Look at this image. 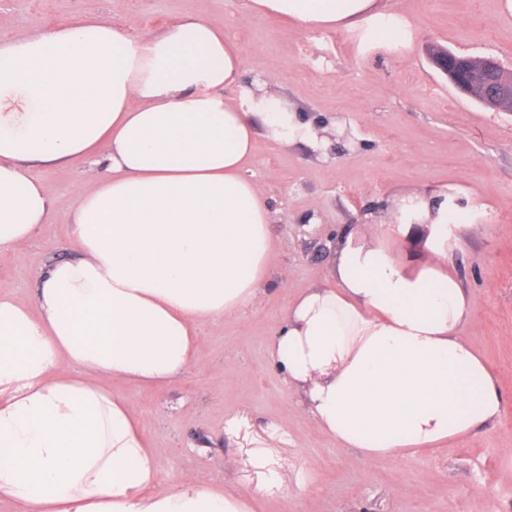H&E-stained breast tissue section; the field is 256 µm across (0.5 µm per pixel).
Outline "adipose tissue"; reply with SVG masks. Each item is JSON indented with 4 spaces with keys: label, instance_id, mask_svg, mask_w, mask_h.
<instances>
[{
    "label": "adipose tissue",
    "instance_id": "ef3b65f1",
    "mask_svg": "<svg viewBox=\"0 0 512 512\" xmlns=\"http://www.w3.org/2000/svg\"><path fill=\"white\" fill-rule=\"evenodd\" d=\"M251 8L303 25L367 20L375 42L392 36L376 0ZM243 66L197 16L142 36L97 18L0 42V252L24 249L49 215L27 164L104 167L76 190V250L42 271L37 312L0 291V499L16 512H254L189 476L155 491L159 449L100 384L173 379L199 326L261 291L273 228L244 164L258 126L288 146L316 136L239 87ZM454 247L447 190L409 195L388 222L338 238L330 284L289 306L270 358L339 446L385 458L499 417L497 380L456 334L475 307L449 269Z\"/></svg>",
    "mask_w": 512,
    "mask_h": 512
}]
</instances>
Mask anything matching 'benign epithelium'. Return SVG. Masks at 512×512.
Returning a JSON list of instances; mask_svg holds the SVG:
<instances>
[{
    "mask_svg": "<svg viewBox=\"0 0 512 512\" xmlns=\"http://www.w3.org/2000/svg\"><path fill=\"white\" fill-rule=\"evenodd\" d=\"M433 63L441 69L457 88H466L467 94L493 112L512 114V74L491 57L480 58L470 66L458 65L456 54L434 49Z\"/></svg>",
    "mask_w": 512,
    "mask_h": 512,
    "instance_id": "7a95c632",
    "label": "benign epithelium"
}]
</instances>
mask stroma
I'll use <instances>...</instances> for the list:
<instances>
[{
    "label": "stroma",
    "mask_w": 512,
    "mask_h": 512,
    "mask_svg": "<svg viewBox=\"0 0 512 512\" xmlns=\"http://www.w3.org/2000/svg\"><path fill=\"white\" fill-rule=\"evenodd\" d=\"M399 38L377 46L362 24L303 26L250 10L249 0H0V40L71 19L111 16L136 35L186 15L222 26L262 83L323 141L285 146L258 130L244 168L272 213L263 290L237 316L204 325L189 367L167 384L104 380L161 449L158 490L180 476L257 500V512H512V115L458 92L429 46L492 57L512 71V14L499 0H378ZM51 210L27 247L0 253V286L33 301L41 270L71 256L76 185L90 164H29ZM447 186L459 209L453 269L476 314L460 326L505 397L475 434L402 456L362 461L299 407L267 349L288 302L327 281L335 241L376 222L395 200ZM288 477L287 491L263 475Z\"/></svg>",
    "instance_id": "obj_1"
}]
</instances>
